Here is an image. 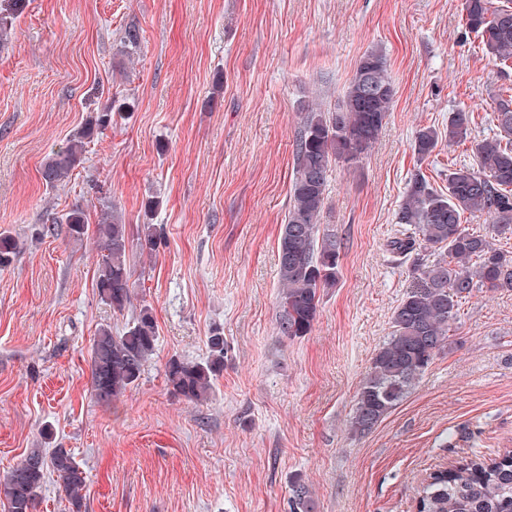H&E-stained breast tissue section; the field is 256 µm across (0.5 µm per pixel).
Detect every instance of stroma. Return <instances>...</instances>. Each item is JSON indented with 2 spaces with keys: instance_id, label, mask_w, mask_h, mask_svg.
I'll return each instance as SVG.
<instances>
[{
  "instance_id": "obj_1",
  "label": "stroma",
  "mask_w": 512,
  "mask_h": 512,
  "mask_svg": "<svg viewBox=\"0 0 512 512\" xmlns=\"http://www.w3.org/2000/svg\"><path fill=\"white\" fill-rule=\"evenodd\" d=\"M463 0H26L0 42V231L24 242L0 271V479L32 448L70 450L85 512H289L290 481L317 512H415L429 473L512 449V291L463 302L438 355L369 434L349 429L356 393L411 279L388 243L407 184L476 162L512 88ZM140 28L141 49L117 52ZM379 50L395 96L377 141L335 166L322 224L339 278L308 336H279L278 238L292 144L308 106L331 108L361 56ZM130 108L88 144L64 186L40 168L109 99ZM471 114L466 139L418 159V131ZM111 196L129 224L161 225L133 252L134 305H150L157 350L115 408L90 393L101 325L97 239L35 238L74 205ZM228 353L206 403L173 397L171 357Z\"/></svg>"
}]
</instances>
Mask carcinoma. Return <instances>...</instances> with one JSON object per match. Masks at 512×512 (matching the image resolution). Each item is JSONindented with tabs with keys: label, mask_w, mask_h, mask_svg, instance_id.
I'll return each mask as SVG.
<instances>
[{
	"label": "carcinoma",
	"mask_w": 512,
	"mask_h": 512,
	"mask_svg": "<svg viewBox=\"0 0 512 512\" xmlns=\"http://www.w3.org/2000/svg\"><path fill=\"white\" fill-rule=\"evenodd\" d=\"M0 7V36H8L12 20L24 0H6ZM469 32L481 37L487 54L501 68L512 69V6H493L491 0H464L463 16ZM136 29L119 38V52L132 57L140 50ZM374 93L366 97L367 84ZM394 87L385 55L365 53L336 107H312L302 116L293 140V176L290 203L278 239V334L288 339L311 333L317 317L320 291L336 286L340 243L336 235L320 231L329 172L344 163H358L381 132L391 110ZM124 105L110 101L86 120L67 141L45 159L41 178L51 189L68 182L84 160L85 147ZM498 138L477 145V167L463 165L448 173V196L437 193L421 175L407 184L396 223L405 229L389 242L390 251L411 260L412 285L392 314V331L372 358L360 384L350 430L370 432L407 397L434 359L451 345V326L463 300L473 292L512 291V256L496 247L487 235L462 224L464 214L487 218L500 236L512 235V95L500 98L495 108ZM471 116L464 110L448 119V141L467 137ZM439 133L418 131L414 151L424 160L437 148ZM96 235L101 259L96 270L100 300L115 314L132 307L134 264L130 239L137 237L141 251L155 250L160 229L140 224L132 230L122 209L102 198L96 212ZM86 210L73 206L51 219L46 232L62 231L70 242L88 236ZM437 256L430 261L425 252ZM19 238L0 232V270L19 256ZM157 325L147 305L132 312L120 331L102 325L89 354L90 385L94 399L110 407L140 379L157 348ZM203 361L173 356L166 364V384L180 400L200 404L209 399L213 381L224 372V333L216 328L207 339ZM65 493L70 512H83L86 473L68 450L46 455L32 448L0 482L5 512H29L38 507L46 476ZM291 512H314L315 501L306 481H291ZM416 512H512V450L485 463L470 460L450 470L431 473L418 491Z\"/></svg>",
	"instance_id": "carcinoma-1"
}]
</instances>
